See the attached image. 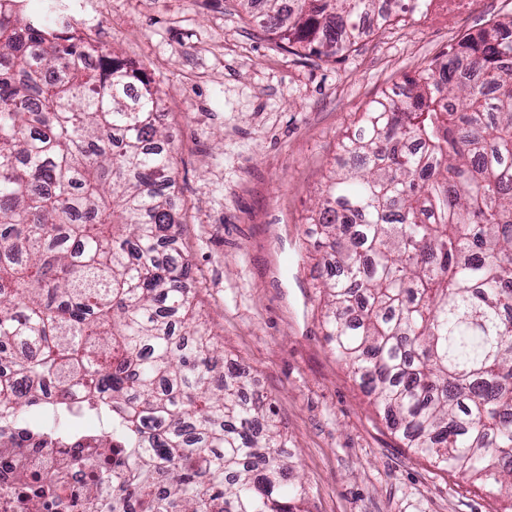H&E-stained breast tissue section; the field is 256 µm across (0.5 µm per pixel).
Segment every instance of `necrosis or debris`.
<instances>
[{
    "label": "necrosis or debris",
    "mask_w": 512,
    "mask_h": 512,
    "mask_svg": "<svg viewBox=\"0 0 512 512\" xmlns=\"http://www.w3.org/2000/svg\"><path fill=\"white\" fill-rule=\"evenodd\" d=\"M70 402L85 422L74 435L29 433L17 422L0 420V512H95L97 503L111 502L112 450L105 447L108 434L97 422L100 409L77 396ZM77 448L93 467L67 472L53 490L41 492L36 476L51 468L65 470Z\"/></svg>",
    "instance_id": "4bbe7bcc"
}]
</instances>
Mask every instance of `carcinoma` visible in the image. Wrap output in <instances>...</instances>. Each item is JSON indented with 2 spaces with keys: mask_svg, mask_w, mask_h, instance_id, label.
I'll return each instance as SVG.
<instances>
[{
  "mask_svg": "<svg viewBox=\"0 0 512 512\" xmlns=\"http://www.w3.org/2000/svg\"><path fill=\"white\" fill-rule=\"evenodd\" d=\"M0 0V415L41 386L103 401L125 476L108 512H306L270 398L201 330L177 246L158 91L47 0ZM432 0H265L288 51L350 50ZM466 33L370 102L308 234L325 336L406 447L512 498V40Z\"/></svg>",
  "mask_w": 512,
  "mask_h": 512,
  "instance_id": "cac0c4a2",
  "label": "carcinoma"
}]
</instances>
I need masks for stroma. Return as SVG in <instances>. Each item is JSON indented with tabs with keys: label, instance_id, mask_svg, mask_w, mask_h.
<instances>
[{
	"label": "stroma",
	"instance_id": "1",
	"mask_svg": "<svg viewBox=\"0 0 512 512\" xmlns=\"http://www.w3.org/2000/svg\"><path fill=\"white\" fill-rule=\"evenodd\" d=\"M90 45L141 67L174 144L180 241L200 321L277 411L306 512H512L495 487L406 447L322 326L307 219L365 104L512 0H434L334 60L297 57L239 0H63Z\"/></svg>",
	"mask_w": 512,
	"mask_h": 512
}]
</instances>
